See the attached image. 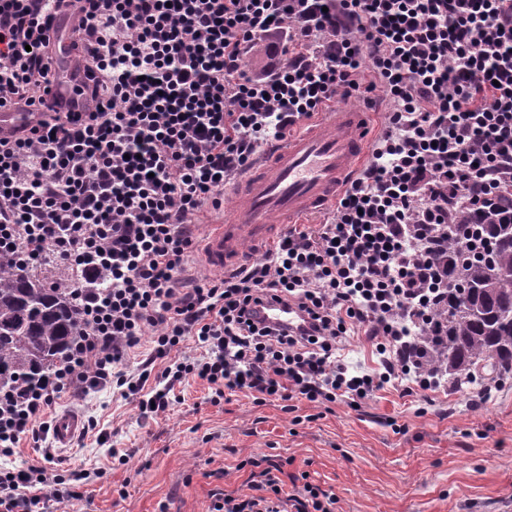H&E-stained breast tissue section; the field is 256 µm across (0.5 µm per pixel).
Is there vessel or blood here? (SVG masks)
I'll list each match as a JSON object with an SVG mask.
<instances>
[{"instance_id": "b4317fda", "label": "vessel or blood", "mask_w": 512, "mask_h": 512, "mask_svg": "<svg viewBox=\"0 0 512 512\" xmlns=\"http://www.w3.org/2000/svg\"><path fill=\"white\" fill-rule=\"evenodd\" d=\"M53 21L59 30L54 46L59 65L52 72L48 91L63 111L78 112L83 100L76 92L79 84L76 77L79 52L74 36L77 20L59 8L53 14ZM39 118L36 112L0 108V138L27 133ZM367 143L364 113L348 108L324 113L309 133L277 142L232 185L238 203L220 217L214 232L205 240L202 251L205 264L218 271L244 264V242H271L279 225L294 223L301 215L332 207L360 164ZM255 315L291 329L301 325V316L295 309L276 301L257 306ZM82 422L77 413L58 414L50 424L52 439L59 446H68L81 433Z\"/></svg>"}]
</instances>
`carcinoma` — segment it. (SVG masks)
Returning <instances> with one entry per match:
<instances>
[{"label": "carcinoma", "mask_w": 512, "mask_h": 512, "mask_svg": "<svg viewBox=\"0 0 512 512\" xmlns=\"http://www.w3.org/2000/svg\"><path fill=\"white\" fill-rule=\"evenodd\" d=\"M503 203L477 228L491 258L466 259L463 225H448V335L423 336L429 361L448 386L512 379V216ZM77 293L69 282L0 268V388L48 374L61 364L80 328Z\"/></svg>", "instance_id": "cac0c4a2"}]
</instances>
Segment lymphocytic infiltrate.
Here are the masks:
<instances>
[{"mask_svg": "<svg viewBox=\"0 0 512 512\" xmlns=\"http://www.w3.org/2000/svg\"><path fill=\"white\" fill-rule=\"evenodd\" d=\"M53 2L0 0V105L42 115L0 140V257L28 269L50 256L74 272L82 325L50 375L0 389V458L39 439L65 393L112 387L146 417L191 379L216 405L228 391L321 406L439 386L416 335L448 302V227L512 200V0H69L93 46L82 112L45 97ZM262 40L287 58L254 68L248 47ZM367 72L391 110L331 221L185 287L200 250L189 218L220 207L262 141L351 97ZM267 298L304 328L254 321ZM366 323L382 361L372 373L336 352ZM146 336L151 353L132 370ZM190 341L203 355H188ZM279 470L211 512H336L312 484L285 491ZM89 477L0 469V512H42Z\"/></svg>", "mask_w": 512, "mask_h": 512, "instance_id": "obj_1", "label": "lymphocytic infiltrate"}]
</instances>
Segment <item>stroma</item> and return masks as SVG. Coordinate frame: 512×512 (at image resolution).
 <instances>
[{
	"label": "stroma",
	"mask_w": 512,
	"mask_h": 512,
	"mask_svg": "<svg viewBox=\"0 0 512 512\" xmlns=\"http://www.w3.org/2000/svg\"><path fill=\"white\" fill-rule=\"evenodd\" d=\"M208 396L206 383L185 382L169 411L146 418L109 388L63 396L57 411L98 431L53 449L54 464L92 477L79 499L46 512H209L266 459L285 484L333 493L336 512H512V382L482 401L467 385L389 387L357 407Z\"/></svg>",
	"instance_id": "35a3bbf8"
}]
</instances>
